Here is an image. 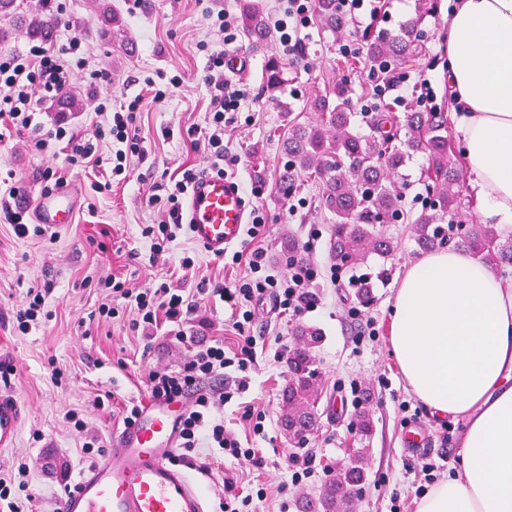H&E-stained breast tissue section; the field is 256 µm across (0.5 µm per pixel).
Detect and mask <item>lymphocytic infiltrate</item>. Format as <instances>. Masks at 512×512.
<instances>
[{
  "mask_svg": "<svg viewBox=\"0 0 512 512\" xmlns=\"http://www.w3.org/2000/svg\"><path fill=\"white\" fill-rule=\"evenodd\" d=\"M314 0H283L271 16V25L279 44L287 55L296 54L303 43L304 30L311 27ZM83 41L71 37L55 48L32 45L24 52H0V142L12 136L29 135L35 148L42 152L64 149L67 165L86 167L99 163L102 147H109L111 174H127L133 158H144L145 152L137 125L143 103L142 95L113 101L111 95L97 96L96 121L92 131H82L67 123L44 129L37 116L43 101L62 96L72 86L76 71H88L91 82L104 81L99 70H88L85 58L79 57ZM203 76L210 89L209 127L204 135L206 167L184 169L182 177L165 195L151 196L152 204L161 210L158 223L145 227L151 238L153 254H160L174 242L184 226L183 203L192 183L201 172L233 173L240 162L238 153L224 142V130L234 123L250 100V90L242 82L224 73V56L213 52ZM367 79L372 94L361 106L372 111L376 102L393 98L397 106L412 105L424 112L437 109V96L431 82L423 77L391 67L369 68ZM266 189L264 181H252L249 194L256 204L249 212L246 235L253 246L249 251L235 250L226 254L228 267L244 266L243 276L232 282L198 288L196 295L219 299L231 310L229 325L235 334L234 345L217 338L198 344L195 351L175 370H152L148 373L149 395L154 399L173 400L188 390H195L194 401L184 416L177 442L176 461H191L197 448L217 449L237 462L260 464L257 449L242 447L240 441L224 426L219 411L233 396L246 391L248 372L256 352L258 338L253 334L257 307L271 302L275 313L299 318L316 309L320 299L314 290L318 268L307 261L293 260L286 271L274 269L259 243L267 233L268 215L258 201ZM101 287L111 289L113 297L124 299L134 314L133 327L155 326L160 320L177 321L193 311L194 295L171 288L167 283L132 290L112 279H104Z\"/></svg>",
  "mask_w": 512,
  "mask_h": 512,
  "instance_id": "f902f5d3",
  "label": "lymphocytic infiltrate"
}]
</instances>
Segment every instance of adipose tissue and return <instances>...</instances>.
<instances>
[{"label":"adipose tissue","mask_w":512,"mask_h":512,"mask_svg":"<svg viewBox=\"0 0 512 512\" xmlns=\"http://www.w3.org/2000/svg\"><path fill=\"white\" fill-rule=\"evenodd\" d=\"M447 50L470 187L486 222L512 227V0H455ZM389 342L413 394L464 424L459 466L417 512H512V282L460 249L426 254L400 283Z\"/></svg>","instance_id":"1"}]
</instances>
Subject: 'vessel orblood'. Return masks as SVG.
<instances>
[{"instance_id": "1", "label": "vessel or blood", "mask_w": 512, "mask_h": 512, "mask_svg": "<svg viewBox=\"0 0 512 512\" xmlns=\"http://www.w3.org/2000/svg\"><path fill=\"white\" fill-rule=\"evenodd\" d=\"M246 210L237 178L206 174L190 189L185 221L193 240L220 258L242 239ZM31 211L35 224L59 231L74 223L79 194L67 186L38 194ZM193 398L189 392L172 402H146L134 423L114 433L107 460L58 497L55 512H206L203 486L170 460ZM25 415L14 393L0 391V450L16 441Z\"/></svg>"}]
</instances>
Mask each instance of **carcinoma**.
Here are the masks:
<instances>
[{
	"label": "carcinoma",
	"mask_w": 512,
	"mask_h": 512,
	"mask_svg": "<svg viewBox=\"0 0 512 512\" xmlns=\"http://www.w3.org/2000/svg\"><path fill=\"white\" fill-rule=\"evenodd\" d=\"M42 20L29 28L36 39L53 37L61 19L47 0H42ZM105 22L112 32V45L124 52L131 45L122 17L106 4L101 5ZM432 8L423 0L419 16L409 20L401 35L386 38L366 34L362 38L365 61L386 68L404 61L421 49L424 38L421 16ZM244 30L253 44L272 37L263 4L242 0ZM316 20L331 33L340 32L346 19L338 12L336 0H316ZM349 86L342 78L318 92L306 104L309 120L288 122L283 148L287 162L279 175L284 195L294 190L296 177L305 172L319 187L321 205L333 215L329 257L337 268L356 269L372 255L386 260L397 245L382 231L385 224L404 218L402 194L393 176L405 155L423 152L429 160L424 173L429 190V208L414 224L419 246L432 249L455 244L491 265L496 272L512 275V238L502 239L493 224H464L456 229L462 211L463 170L457 167L455 148L448 132L445 112H408L400 118L379 106L368 116L370 133L351 131ZM294 336L296 344L288 358V386L282 393L281 425L288 437L306 440L318 423L317 370L314 348L322 342L320 329L301 325ZM367 449L352 450L350 462L339 466L325 481L318 496L303 498L301 512H352L355 497L367 481Z\"/></svg>",
	"instance_id": "obj_1"
}]
</instances>
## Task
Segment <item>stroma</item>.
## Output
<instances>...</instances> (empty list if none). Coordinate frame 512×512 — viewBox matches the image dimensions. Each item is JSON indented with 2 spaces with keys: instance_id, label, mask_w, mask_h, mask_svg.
<instances>
[{
  "instance_id": "obj_1",
  "label": "stroma",
  "mask_w": 512,
  "mask_h": 512,
  "mask_svg": "<svg viewBox=\"0 0 512 512\" xmlns=\"http://www.w3.org/2000/svg\"><path fill=\"white\" fill-rule=\"evenodd\" d=\"M119 12L129 29L132 54L117 52L106 34L104 22L91 7V0H69L63 24L51 43L61 45L74 36L85 43L89 69L105 71L109 79L89 85L79 79L74 93L83 108L67 112L56 104L42 108L44 127L61 119L80 128L95 120L89 108L93 95L111 93L113 100L145 92L147 83L163 90L161 100L146 99L139 118L146 158L133 161L126 180L113 181L111 191L97 193L95 181L109 176V163L94 168H71L63 160L48 158L28 139L0 142V177L11 176L25 199L44 189L46 168L61 172L66 185L81 192V209L74 224L58 231L56 239H20L10 225L0 223V359L14 366L5 383L27 406L14 448L0 451V477L16 474L19 464H27L31 512H54L57 496L73 480L89 469L90 460L82 451L83 442L93 440L110 446L113 433L122 427L121 410L127 401L149 398L147 377L154 368L177 367L194 344L212 336L232 341L227 320L229 308L199 301L196 309L181 321L161 322L154 337L132 329L130 318L90 320L89 314L103 302L107 289L96 287L99 278L111 276L129 288H143L163 282L185 291H195L199 283L214 285L243 275V267L226 268L208 255L190 235L172 242L159 256H152L151 242L144 227L157 223L159 214L149 202L156 184H173L184 168L204 162L201 148L193 147L208 128L207 105L210 90L202 80L208 51L230 48L246 60L236 77L246 83L253 98L252 121H238L226 131L227 139L241 156L237 176L242 184L260 179L266 183L261 199L271 224L262 241L272 263L286 269L289 256L313 262L323 273L328 257L332 216L319 201L318 187L302 182L296 197L305 201L297 213H289L288 199L279 190L278 176L286 161L282 141L291 115L305 111L306 103L318 90L340 78L336 37L312 24L305 40L307 61L286 57L278 40L257 47L247 39L225 45L209 29L207 11L226 10L236 14L240 0H107ZM453 0H437V9L425 17L427 33L419 59L406 63L407 71H424L436 92L438 103L452 105L441 74L447 63L446 28ZM208 42L201 51L200 42ZM284 69L281 91L269 93L266 76L270 61ZM180 76L171 87L172 76ZM428 164L423 153L414 154L399 171L403 223L389 224L386 234L397 245L391 259L372 258L373 266H385L390 275L374 281L372 298L362 305L371 317L378 337L355 345L357 325L347 316L357 303L354 289L332 285L320 278L315 288L321 298L316 310L300 319L278 317L264 309L257 315L256 335L274 332L293 342L298 325L319 328L323 339L314 352L321 399L319 424L309 435V447L320 458L316 476L296 487L290 486L286 457L298 446L284 433L282 391L288 383V363L276 354V345L257 355L249 371V387L240 399L224 406V424L242 445L258 449L261 465L237 463L206 448L196 451L197 465L192 475L204 486L210 512H218L224 495V474L233 472L240 491L261 483L266 499L252 501V512H299L303 496L318 494L338 464L348 461L352 449L369 451L367 483L358 495L353 512H389L391 497H398L405 512H417L425 475L423 457L435 465L433 475L441 480L458 465L462 449L461 421L431 414L410 391L389 344V324L396 292L407 268L422 257L413 226L422 212L416 194L424 192L421 172ZM321 236L309 240L310 229ZM194 254L196 265L182 270L183 253ZM51 284L47 299L51 317L45 325L22 335L12 329L13 315L24 303L33 283ZM60 367L62 380H54L53 367ZM360 383L362 403L373 420L370 437H361L353 406L343 404L336 392L337 382ZM248 402L266 413L265 438L249 433L239 413L240 402ZM78 412L84 421L75 431L69 412ZM410 426L420 427L427 436L424 447L407 448L402 437Z\"/></svg>"
}]
</instances>
